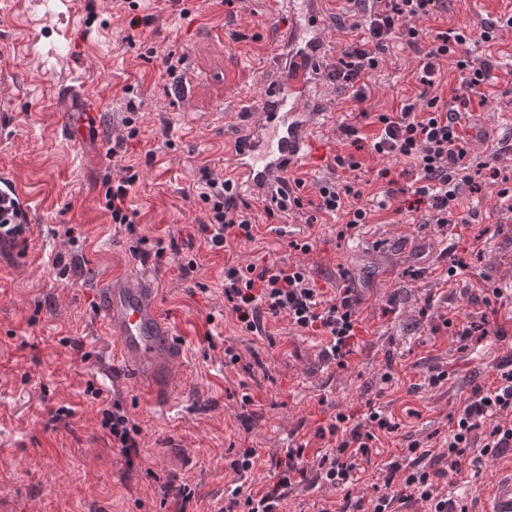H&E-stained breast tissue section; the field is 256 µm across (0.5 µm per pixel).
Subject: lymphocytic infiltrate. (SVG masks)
Returning <instances> with one entry per match:
<instances>
[{
	"label": "lymphocytic infiltrate",
	"instance_id": "lymphocytic-infiltrate-1",
	"mask_svg": "<svg viewBox=\"0 0 512 512\" xmlns=\"http://www.w3.org/2000/svg\"><path fill=\"white\" fill-rule=\"evenodd\" d=\"M362 11L350 25L352 38L338 63L327 72L329 82H341L350 88L357 103L367 99L364 80L378 69L391 41L398 40L420 48L419 82L423 87L422 107L406 104L393 112H377L372 117L375 132L370 148L379 155L395 158L414 173L413 194L428 203L425 223L446 227L459 219L461 191L474 181L467 161L470 141L461 128L469 118L470 101L489 79L490 63L471 60L468 46L473 36L483 41L495 40L500 26L512 28V15L504 22L483 24L480 33L465 27L432 33L417 27L441 8L442 0H355ZM454 59L462 81L453 91L452 104L442 103L434 95L435 77L440 64ZM117 184L105 192V207L113 223L136 234L134 214L127 205L129 190L139 179L134 165L123 168ZM238 193L229 180H206L201 199L210 206L203 230L214 249L228 247L232 240H253L256 218L239 207ZM362 193L349 181L325 180L317 186L316 214L341 218L354 228L373 221V211L361 201ZM224 297L242 330L258 333L264 316H287L299 330L326 337L323 354L327 360L345 366L346 358L360 332L356 307L359 298L354 289H345L339 297L324 299L307 271L298 265L271 263L224 268ZM345 415H337L328 427L336 444L324 449L318 466L324 484L342 490L341 502L322 512H416L425 504L427 512H469L464 500L451 499L440 489V481L461 470V457L473 452L475 459L503 456L512 447V371L504 373L499 386L474 390L449 431L441 451L412 443L405 462H385V491L370 502L352 499L347 488L353 484L361 460L369 459L371 444L378 433L396 429L379 410H370L367 426H354L341 434ZM304 446L289 449L287 460L277 479L265 488L253 491L235 485L224 501L223 512H283L288 489L299 471L296 459L303 456Z\"/></svg>",
	"mask_w": 512,
	"mask_h": 512
}]
</instances>
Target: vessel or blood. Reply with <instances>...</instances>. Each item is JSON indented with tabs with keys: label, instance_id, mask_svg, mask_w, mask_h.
<instances>
[{
	"label": "vessel or blood",
	"instance_id": "obj_1",
	"mask_svg": "<svg viewBox=\"0 0 512 512\" xmlns=\"http://www.w3.org/2000/svg\"><path fill=\"white\" fill-rule=\"evenodd\" d=\"M290 23L276 35L280 52L276 77L257 112H248L244 130L226 140L225 176L257 200L271 198L282 178L313 152L315 129L326 98L316 74L328 52L325 23L317 0H282ZM77 122L80 136H104L94 97L84 99ZM97 311L113 342L114 364L145 381L156 398H167L173 364L183 345L159 311L152 282L122 271L107 274L97 290ZM485 512H512V468L498 473L488 487Z\"/></svg>",
	"mask_w": 512,
	"mask_h": 512
}]
</instances>
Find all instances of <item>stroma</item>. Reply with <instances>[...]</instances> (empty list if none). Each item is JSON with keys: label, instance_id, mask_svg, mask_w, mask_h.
<instances>
[{"label": "stroma", "instance_id": "obj_1", "mask_svg": "<svg viewBox=\"0 0 512 512\" xmlns=\"http://www.w3.org/2000/svg\"><path fill=\"white\" fill-rule=\"evenodd\" d=\"M321 9L334 63L347 45L336 32L358 7L323 0ZM510 13L512 0H444L420 26L476 31ZM288 21L276 0H137L132 9L112 0H0V71L10 73L0 108L11 114L0 130V174L28 193L35 221L27 246H0V512H178L184 483L193 512H219L234 479L229 447L260 449L264 465L243 480L258 489L303 442L306 478L292 484L287 512H321L340 496L316 481V453L330 445L323 430L335 414L357 424L368 408L382 410L399 426L384 449L397 457L414 441L442 443L472 389L499 385L500 365L512 358V212L499 197L502 178L512 179V30L469 45L473 60L494 64L473 100L492 144L471 152L500 177L484 171L464 189V223L443 230L420 213L396 214L376 172L392 168L405 189L412 176L393 158L353 150L342 134L345 124L368 133L366 113L419 103V56L393 42L367 80L365 104L324 84L320 148L296 171L312 199L331 156L354 152L362 166L346 177L377 223L310 225L305 214L270 217L256 205L254 240L214 250L201 230L209 206L199 189L224 176V137L236 132L224 107L259 105L262 84L275 76L271 34ZM171 52L186 61L170 74L163 59ZM84 92L97 98L108 136L73 144L60 127L81 111ZM128 164L139 172L127 198L133 235L115 228L104 199ZM304 238L310 252L290 248ZM257 261L303 266L329 298L358 288L364 331L345 367L325 361L319 337L285 317L265 318L256 335L241 331L224 305V265ZM459 261L464 270L448 276ZM111 270L155 282L162 315L185 340L173 399H150L112 364L96 298ZM487 288L497 296L485 297ZM446 317L452 327H443ZM469 324L475 333L462 335ZM228 346L237 363L225 360ZM434 368L448 375L437 387L428 384ZM246 394L251 404H242ZM115 398L140 427L126 455L101 426ZM511 466L507 455L463 462L447 489L482 512L488 481Z\"/></svg>", "mask_w": 512, "mask_h": 512}]
</instances>
